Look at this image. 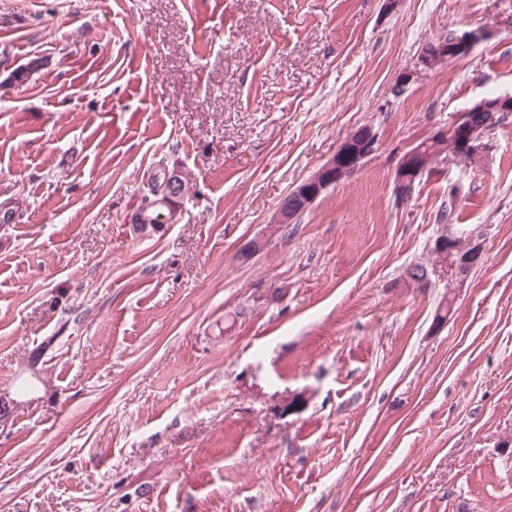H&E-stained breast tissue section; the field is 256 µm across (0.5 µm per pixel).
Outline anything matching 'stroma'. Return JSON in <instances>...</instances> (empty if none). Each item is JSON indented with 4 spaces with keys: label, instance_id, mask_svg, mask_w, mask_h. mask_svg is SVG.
Wrapping results in <instances>:
<instances>
[{
    "label": "stroma",
    "instance_id": "stroma-1",
    "mask_svg": "<svg viewBox=\"0 0 512 512\" xmlns=\"http://www.w3.org/2000/svg\"><path fill=\"white\" fill-rule=\"evenodd\" d=\"M380 7L0 0V512H512V112L394 194L405 150L512 94V0ZM365 125L374 154L272 225ZM162 164L178 220L137 233ZM450 202L481 262L414 288ZM449 33L443 40L447 42H426L419 51V64L425 69L458 60H466L475 51L476 47L486 41L491 31L486 26L471 28L461 33ZM451 39L449 40V38ZM465 57V58H463Z\"/></svg>",
    "mask_w": 512,
    "mask_h": 512
}]
</instances>
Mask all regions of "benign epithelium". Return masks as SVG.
Masks as SVG:
<instances>
[{"label": "benign epithelium", "instance_id": "obj_1", "mask_svg": "<svg viewBox=\"0 0 512 512\" xmlns=\"http://www.w3.org/2000/svg\"><path fill=\"white\" fill-rule=\"evenodd\" d=\"M491 31L486 26L471 28L461 33H453L446 42H426L419 51V64L425 69H433L441 64L469 57L476 47L486 41ZM512 110V95L486 97L474 103L462 112L451 126L440 128L432 133V138L442 139L450 134L457 138L456 147L450 153H463L473 159L478 158L484 149L485 131L495 123L497 115ZM377 137L373 129L363 126L349 138L342 141L336 153L310 178L294 187L280 202L273 216L272 223L288 224L298 214L311 207L319 196L335 184V178L346 168H359L376 150ZM431 157L420 150L407 153L399 162L395 180V195L400 202L407 201L415 188V180L425 169ZM166 197L152 204V207H163L167 213L160 220L174 223L178 216V187L180 169H166ZM457 234L453 225H448V249L444 253L448 258L444 266L448 267V285L463 284L470 270L477 265L481 253L462 256L458 253L454 241Z\"/></svg>", "mask_w": 512, "mask_h": 512}]
</instances>
